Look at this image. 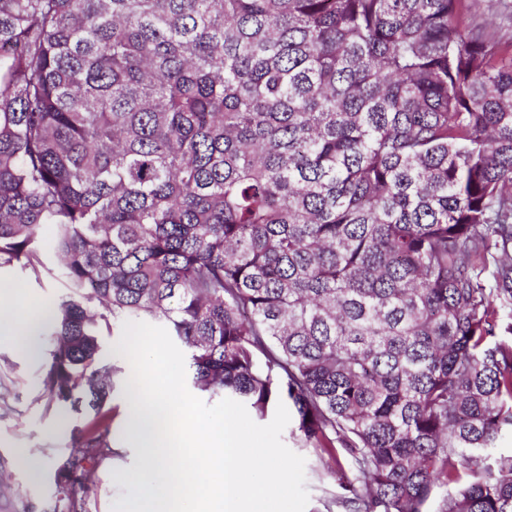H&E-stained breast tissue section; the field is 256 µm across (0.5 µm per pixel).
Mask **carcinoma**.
<instances>
[{"instance_id":"cac0c4a2","label":"carcinoma","mask_w":512,"mask_h":512,"mask_svg":"<svg viewBox=\"0 0 512 512\" xmlns=\"http://www.w3.org/2000/svg\"><path fill=\"white\" fill-rule=\"evenodd\" d=\"M482 0H0V268L42 385L98 418L99 336L149 318L194 388L336 462L342 512H512V37ZM347 465H342L340 458ZM53 238V229L48 226L44 230L45 242L40 250L45 270L39 279H35L28 271L18 266L0 270V283L19 286L25 307L30 305L43 306L50 299L61 298L67 292L66 279L53 249Z\"/></svg>"}]
</instances>
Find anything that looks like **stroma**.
<instances>
[{"label": "stroma", "instance_id": "1", "mask_svg": "<svg viewBox=\"0 0 512 512\" xmlns=\"http://www.w3.org/2000/svg\"><path fill=\"white\" fill-rule=\"evenodd\" d=\"M53 238L52 229H45L41 277H32L17 266L0 270V283L19 286L25 305H43L67 292ZM114 363L118 371L112 376L106 420L112 452L89 467L84 512H111L113 504L130 493L126 475L141 467L136 450L122 437L131 393L127 384L129 363L122 357L115 358ZM0 375L8 378L11 405L10 411L0 410V481L8 486L6 495H0V512H56L64 484L59 471L75 452L73 432L83 429L94 413L81 411L73 415L69 429H60L55 407L40 385V362L4 338L0 339ZM301 454L306 460L309 493L306 512H327L336 494V480L313 449H302Z\"/></svg>", "mask_w": 512, "mask_h": 512}]
</instances>
